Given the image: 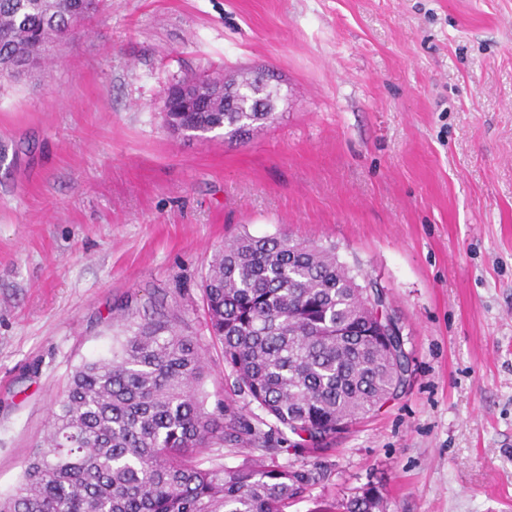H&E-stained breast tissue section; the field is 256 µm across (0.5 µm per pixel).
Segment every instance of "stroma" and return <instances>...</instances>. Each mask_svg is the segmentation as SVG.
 Instances as JSON below:
<instances>
[{"label":"stroma","mask_w":512,"mask_h":512,"mask_svg":"<svg viewBox=\"0 0 512 512\" xmlns=\"http://www.w3.org/2000/svg\"><path fill=\"white\" fill-rule=\"evenodd\" d=\"M281 75L275 122L165 126L185 77ZM0 497L73 370L160 313L234 393L202 279L242 232L332 244L404 328L401 394L337 436L288 512H512V0H102L38 80L0 87ZM367 493H372V497L375 501L368 500L367 496L359 497L358 493L348 499L345 503L336 505V503L328 502L325 500H318L315 502V507L311 510L312 512H334L343 509L345 512H383L384 511V499L381 492L376 487H371L367 490ZM373 508H377L378 511H371Z\"/></svg>","instance_id":"stroma-1"}]
</instances>
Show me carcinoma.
<instances>
[{"label": "carcinoma", "mask_w": 512, "mask_h": 512, "mask_svg": "<svg viewBox=\"0 0 512 512\" xmlns=\"http://www.w3.org/2000/svg\"><path fill=\"white\" fill-rule=\"evenodd\" d=\"M70 0H0V77L17 79L19 60L42 63L74 28ZM220 78L195 86L191 111L171 112L168 130L233 140L275 119L278 87L243 78L228 83L234 105L215 93ZM263 94L267 109H256ZM210 335L224 349L234 392L275 421L270 433L242 414L217 417L205 406L207 372L197 340L166 321H147L108 359L71 373L44 437L0 512H286L324 479L305 465H280V446L328 450L336 434L404 387L408 364L382 331V301L341 263L336 248L291 236L247 233L224 242L203 277ZM259 457L204 467L200 448L224 441ZM384 512L376 487L312 512Z\"/></svg>", "instance_id": "cac0c4a2"}]
</instances>
